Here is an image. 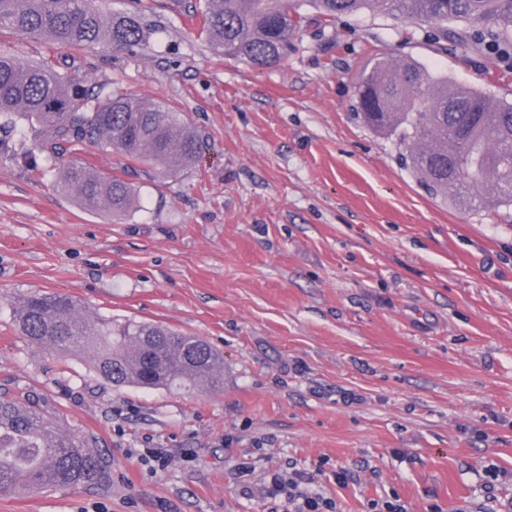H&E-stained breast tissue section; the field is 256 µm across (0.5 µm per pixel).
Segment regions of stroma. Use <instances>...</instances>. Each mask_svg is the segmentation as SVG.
<instances>
[{
  "label": "stroma",
  "mask_w": 512,
  "mask_h": 512,
  "mask_svg": "<svg viewBox=\"0 0 512 512\" xmlns=\"http://www.w3.org/2000/svg\"><path fill=\"white\" fill-rule=\"evenodd\" d=\"M99 5L144 12L145 42L75 58L0 29V50L57 58L92 95L152 98L200 150L165 176L86 146L134 188L115 216L59 189L28 125L0 129V396L34 397L109 472L0 512H289L268 487L299 469L337 512L390 490L408 512H512V207L430 195L356 110L379 57L507 103L512 63L375 9L306 28L257 70L210 50L204 0ZM36 292L204 339L223 389L117 387L90 354L31 346L14 306Z\"/></svg>",
  "instance_id": "stroma-1"
}]
</instances>
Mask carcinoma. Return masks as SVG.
Returning <instances> with one entry per match:
<instances>
[{
	"instance_id": "1",
	"label": "carcinoma",
	"mask_w": 512,
	"mask_h": 512,
	"mask_svg": "<svg viewBox=\"0 0 512 512\" xmlns=\"http://www.w3.org/2000/svg\"><path fill=\"white\" fill-rule=\"evenodd\" d=\"M320 24L379 8L432 24L436 43L471 44L512 52V0H205L200 34L210 49L262 69L280 63L310 18ZM463 27L450 29L448 21ZM82 51L91 44L132 48L144 35L133 17L112 18L96 0H0V28ZM79 74L49 58L30 62L0 52V118L26 121L47 158L93 145L144 169L176 175L198 149L195 132L150 98L88 96ZM359 108L372 130L405 146V165L433 196H469L487 209L512 206V103L434 78L412 63L375 60L357 87ZM60 188L90 212H126L132 185L78 159L63 166ZM15 322L38 348L87 351L97 373L117 386L211 389L224 385V359L206 341L135 320L91 318L73 299L34 293L18 301ZM108 477L107 462L90 441H77L30 399L0 398V495L44 488L91 486Z\"/></svg>"
}]
</instances>
